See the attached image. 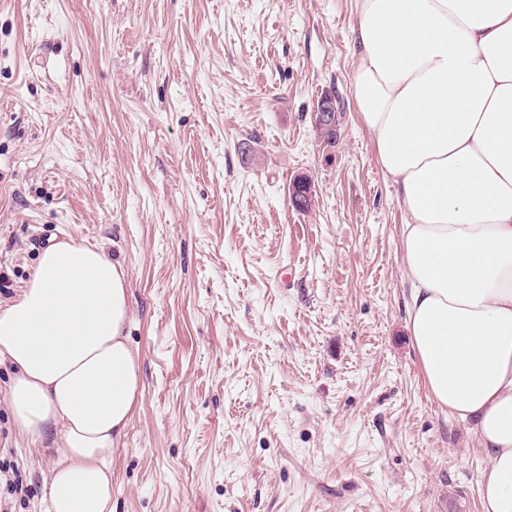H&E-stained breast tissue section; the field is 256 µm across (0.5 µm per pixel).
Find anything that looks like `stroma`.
Segmentation results:
<instances>
[{"label": "stroma", "mask_w": 512, "mask_h": 512, "mask_svg": "<svg viewBox=\"0 0 512 512\" xmlns=\"http://www.w3.org/2000/svg\"><path fill=\"white\" fill-rule=\"evenodd\" d=\"M354 25L355 0H0V305L55 238L122 266L142 385L112 512H482L488 460L407 330ZM11 374L4 507L44 512L55 456L18 432Z\"/></svg>", "instance_id": "35a3bbf8"}]
</instances>
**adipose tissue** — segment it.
<instances>
[{"label":"adipose tissue","instance_id":"obj_1","mask_svg":"<svg viewBox=\"0 0 512 512\" xmlns=\"http://www.w3.org/2000/svg\"><path fill=\"white\" fill-rule=\"evenodd\" d=\"M351 93L407 220V329L431 397L489 460L512 512V0H356ZM128 284L59 240L0 308L17 428L54 452L45 512H112V450L141 390Z\"/></svg>","mask_w":512,"mask_h":512}]
</instances>
